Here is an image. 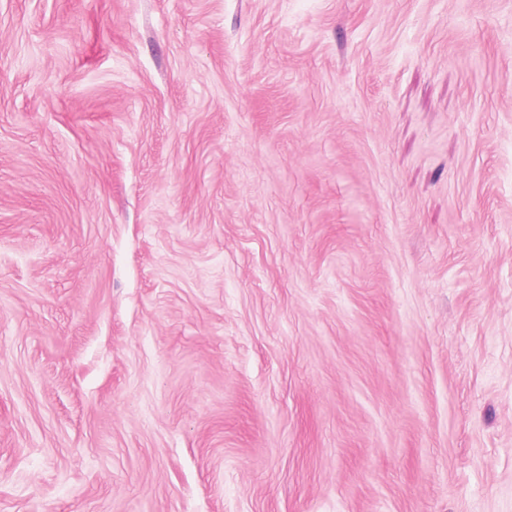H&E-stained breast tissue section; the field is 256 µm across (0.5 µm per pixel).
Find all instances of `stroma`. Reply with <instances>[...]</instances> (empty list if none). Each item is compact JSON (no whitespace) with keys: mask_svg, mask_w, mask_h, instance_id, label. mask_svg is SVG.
I'll return each instance as SVG.
<instances>
[{"mask_svg":"<svg viewBox=\"0 0 512 512\" xmlns=\"http://www.w3.org/2000/svg\"><path fill=\"white\" fill-rule=\"evenodd\" d=\"M0 512H512V0H0Z\"/></svg>","mask_w":512,"mask_h":512,"instance_id":"35a3bbf8","label":"stroma"}]
</instances>
